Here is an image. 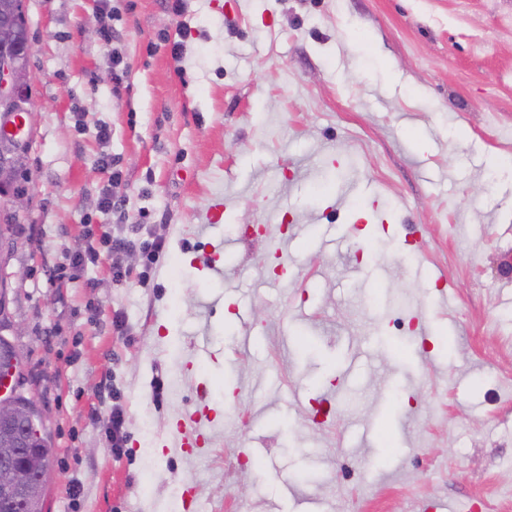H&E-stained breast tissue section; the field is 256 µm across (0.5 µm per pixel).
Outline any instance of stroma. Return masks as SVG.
I'll return each mask as SVG.
<instances>
[{
	"mask_svg": "<svg viewBox=\"0 0 512 512\" xmlns=\"http://www.w3.org/2000/svg\"><path fill=\"white\" fill-rule=\"evenodd\" d=\"M185 4L27 2L47 512H512V0ZM102 226L164 238L147 282L72 277Z\"/></svg>",
	"mask_w": 512,
	"mask_h": 512,
	"instance_id": "obj_1",
	"label": "stroma"
}]
</instances>
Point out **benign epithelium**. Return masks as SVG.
<instances>
[{
	"mask_svg": "<svg viewBox=\"0 0 512 512\" xmlns=\"http://www.w3.org/2000/svg\"><path fill=\"white\" fill-rule=\"evenodd\" d=\"M27 5L21 9L0 15V128L8 135L0 139V197L8 205L7 212L0 216V222L21 221L28 213L29 194L19 191L21 182L20 160L28 152L33 133V80L29 57L19 51V38L28 36ZM22 117V125L27 127V136L15 132L13 121ZM15 238L0 235V266L7 269L17 249ZM39 410L36 401L22 407L9 398V390L0 393V414L22 417ZM53 479L50 464H44L37 472L29 467L0 463V496L5 499H32L45 495L48 484Z\"/></svg>",
	"mask_w": 512,
	"mask_h": 512,
	"instance_id": "benign-epithelium-1",
	"label": "benign epithelium"
}]
</instances>
